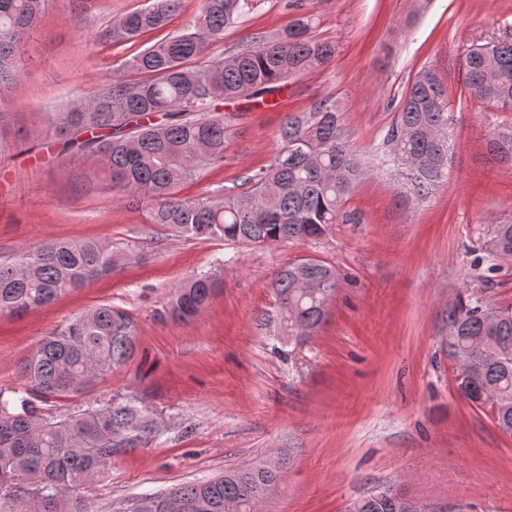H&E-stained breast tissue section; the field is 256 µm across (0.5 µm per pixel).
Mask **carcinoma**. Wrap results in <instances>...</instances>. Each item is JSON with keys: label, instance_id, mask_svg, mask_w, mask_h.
I'll use <instances>...</instances> for the list:
<instances>
[{"label": "carcinoma", "instance_id": "cac0c4a2", "mask_svg": "<svg viewBox=\"0 0 512 512\" xmlns=\"http://www.w3.org/2000/svg\"><path fill=\"white\" fill-rule=\"evenodd\" d=\"M255 0H204L186 31L157 42L123 65L101 93L67 112L51 113L57 133L86 156L98 157L112 188L148 212L150 223L192 238H222L246 245L301 243L325 236L343 217V206L370 173L352 147L345 113L325 98L309 111L290 113L271 163L221 187L216 196H185L198 172L224 162L227 131L237 114L215 113L220 101H269L288 80L320 68L336 45L309 34L302 17L272 36H258L237 53L200 62L224 39ZM48 0H0V84L15 78L17 53ZM180 0H152L112 22L120 42L166 26ZM465 87L479 102L512 110V40L471 50L463 62ZM448 86L439 72L421 68L396 105L384 146L395 175L419 198L448 178L453 145L448 135ZM486 147L512 165V134L491 136ZM489 267L512 257V224L489 230ZM133 255L100 240L53 241L29 246L12 263H0V313L21 314L52 304L90 281L121 272ZM220 284L200 273L176 289L169 314L189 321L208 306ZM275 313L257 319L288 338L277 351L289 356L323 324L336 291V274L308 259L280 267L273 278ZM138 325L123 309L96 306L44 337L20 366L24 389L14 400L0 392V512H258L279 467L257 464L224 475L178 484L144 495L138 503L102 507L85 488L105 478L112 461L155 447L162 422L144 402L116 395L103 406L84 405L54 416L40 404L83 394L112 368L132 360ZM448 357L463 362L460 396L487 407L496 426L512 435V307L492 306L458 291L448 306ZM395 488L354 500L348 512H408Z\"/></svg>", "mask_w": 512, "mask_h": 512}]
</instances>
